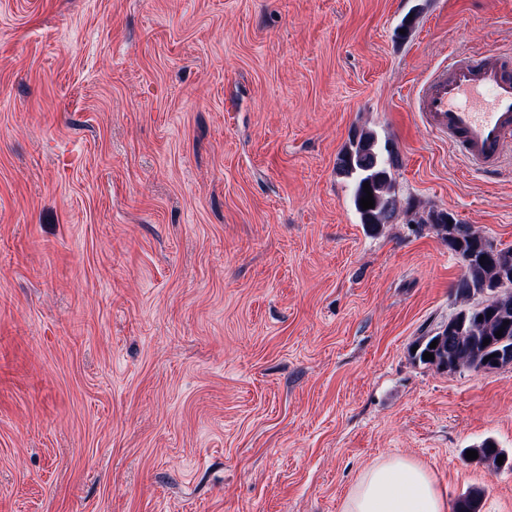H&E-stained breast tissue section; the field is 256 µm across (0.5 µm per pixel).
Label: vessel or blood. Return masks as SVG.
<instances>
[{
    "mask_svg": "<svg viewBox=\"0 0 512 512\" xmlns=\"http://www.w3.org/2000/svg\"><path fill=\"white\" fill-rule=\"evenodd\" d=\"M416 112L479 173L512 156V54L458 53L436 67L413 96Z\"/></svg>",
    "mask_w": 512,
    "mask_h": 512,
    "instance_id": "b4317fda",
    "label": "vessel or blood"
}]
</instances>
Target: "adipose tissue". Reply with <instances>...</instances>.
<instances>
[{"mask_svg": "<svg viewBox=\"0 0 512 512\" xmlns=\"http://www.w3.org/2000/svg\"><path fill=\"white\" fill-rule=\"evenodd\" d=\"M343 512H448V500L423 466L389 458L363 472Z\"/></svg>", "mask_w": 512, "mask_h": 512, "instance_id": "ef3b65f1", "label": "adipose tissue"}]
</instances>
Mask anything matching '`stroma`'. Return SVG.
Wrapping results in <instances>:
<instances>
[{"instance_id":"stroma-1","label":"stroma","mask_w":512,"mask_h":512,"mask_svg":"<svg viewBox=\"0 0 512 512\" xmlns=\"http://www.w3.org/2000/svg\"><path fill=\"white\" fill-rule=\"evenodd\" d=\"M488 48L512 0H0V512H341L390 457L512 512L462 454L512 456V365L412 352L463 273L419 216L512 245V165L412 109ZM362 129L401 158L374 233ZM338 169L350 180V196L360 224L372 232L388 224L397 211L395 171L400 167L397 151L388 143L383 146L373 132L355 133L349 147L338 158ZM368 182L375 200L374 208L360 206ZM491 446H495V449H491ZM467 450H476L478 452V460L489 462L491 461L495 465L496 469L508 467L512 470V461L509 462V458L505 452L501 448H498L496 443L490 439L482 441L479 445L473 446V448L464 449L465 457ZM499 455H505V459L503 460L502 465H498L497 463V458Z\"/></svg>"}]
</instances>
